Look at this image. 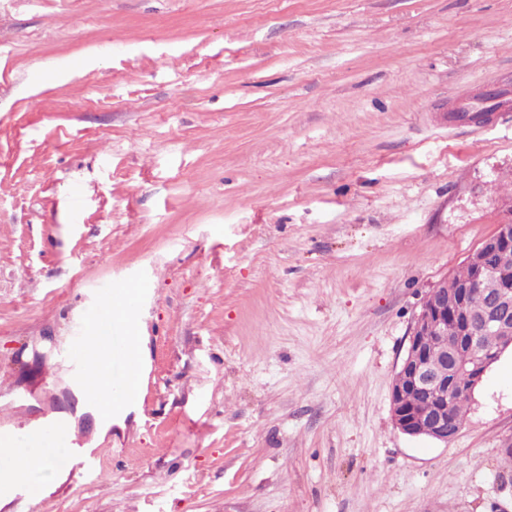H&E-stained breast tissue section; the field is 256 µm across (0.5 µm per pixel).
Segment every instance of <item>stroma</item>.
<instances>
[{
	"mask_svg": "<svg viewBox=\"0 0 512 512\" xmlns=\"http://www.w3.org/2000/svg\"><path fill=\"white\" fill-rule=\"evenodd\" d=\"M511 201L512 0H0V426L102 458L0 512H512V350L448 443L390 415ZM133 279L142 396L96 441L62 352Z\"/></svg>",
	"mask_w": 512,
	"mask_h": 512,
	"instance_id": "obj_1",
	"label": "stroma"
}]
</instances>
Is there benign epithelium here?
Here are the masks:
<instances>
[{
	"instance_id": "obj_1",
	"label": "benign epithelium",
	"mask_w": 512,
	"mask_h": 512,
	"mask_svg": "<svg viewBox=\"0 0 512 512\" xmlns=\"http://www.w3.org/2000/svg\"><path fill=\"white\" fill-rule=\"evenodd\" d=\"M511 247L512 202L496 232L464 261L468 272L460 278L455 294L448 296L440 284L429 290L413 318L408 347L391 385V421L400 433L439 443L453 440L457 433L448 432V388L459 369L458 350L465 347L471 355L464 389L472 394L490 366L512 348V281L490 264L494 254ZM476 290L487 298L478 311L467 306ZM450 321L458 326L459 335H448ZM478 336H498L499 344L487 348L477 343ZM415 394L426 396L427 401H411Z\"/></svg>"
}]
</instances>
